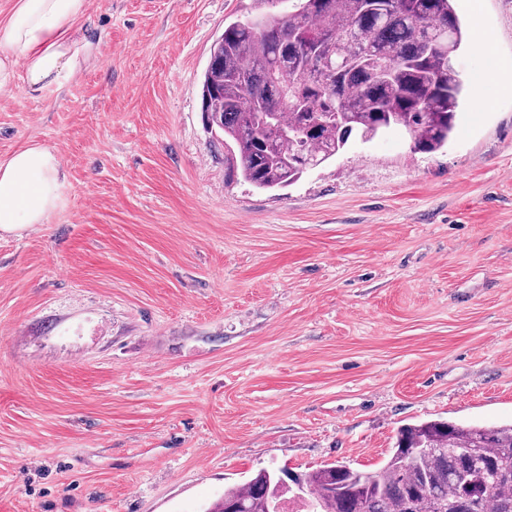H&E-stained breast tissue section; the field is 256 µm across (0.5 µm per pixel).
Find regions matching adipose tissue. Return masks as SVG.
<instances>
[{
  "instance_id": "ef3b65f1",
  "label": "adipose tissue",
  "mask_w": 512,
  "mask_h": 512,
  "mask_svg": "<svg viewBox=\"0 0 512 512\" xmlns=\"http://www.w3.org/2000/svg\"><path fill=\"white\" fill-rule=\"evenodd\" d=\"M86 11L87 0H18L0 21V96L60 89L74 79L91 48L78 28ZM60 175L58 155L36 143L0 163V229L45 223L60 198Z\"/></svg>"
}]
</instances>
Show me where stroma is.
<instances>
[{
    "label": "stroma",
    "instance_id": "stroma-1",
    "mask_svg": "<svg viewBox=\"0 0 512 512\" xmlns=\"http://www.w3.org/2000/svg\"><path fill=\"white\" fill-rule=\"evenodd\" d=\"M251 0H88L63 89L0 97V163L62 161L0 231V512H204L262 468L371 470L400 426L512 421V0L448 144L397 126L293 184L230 177L210 47ZM489 98L486 110L477 99ZM60 175L58 155L36 143L0 163V229L44 224L60 198Z\"/></svg>",
    "mask_w": 512,
    "mask_h": 512
}]
</instances>
